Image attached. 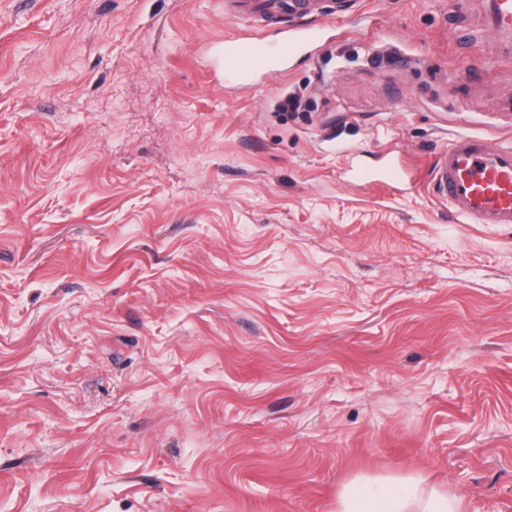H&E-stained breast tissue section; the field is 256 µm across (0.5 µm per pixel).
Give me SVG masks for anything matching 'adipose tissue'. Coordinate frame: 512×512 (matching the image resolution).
Wrapping results in <instances>:
<instances>
[{
    "label": "adipose tissue",
    "mask_w": 512,
    "mask_h": 512,
    "mask_svg": "<svg viewBox=\"0 0 512 512\" xmlns=\"http://www.w3.org/2000/svg\"><path fill=\"white\" fill-rule=\"evenodd\" d=\"M461 499L437 487H426L419 476L397 484L390 480L345 487L338 512H462Z\"/></svg>",
    "instance_id": "adipose-tissue-1"
}]
</instances>
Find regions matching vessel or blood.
Masks as SVG:
<instances>
[{
    "label": "vessel or blood",
    "mask_w": 512,
    "mask_h": 512,
    "mask_svg": "<svg viewBox=\"0 0 512 512\" xmlns=\"http://www.w3.org/2000/svg\"><path fill=\"white\" fill-rule=\"evenodd\" d=\"M481 4L487 30L512 54V0H481ZM228 8L232 16L247 18L261 29L276 26L277 18L286 13L299 18V25L293 28L276 27L289 51L318 48L324 40L322 0H230ZM225 66L270 75L281 72L283 61L262 38L244 32L227 47ZM430 174L432 196L446 202L466 223L512 225L511 141L493 145L476 134L455 135L436 155ZM354 176L388 189L409 183L393 162L376 170L355 168Z\"/></svg>",
    "instance_id": "obj_1"
}]
</instances>
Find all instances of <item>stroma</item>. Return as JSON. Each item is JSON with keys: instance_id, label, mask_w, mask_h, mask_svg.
<instances>
[{"instance_id": "stroma-1", "label": "stroma", "mask_w": 512, "mask_h": 512, "mask_svg": "<svg viewBox=\"0 0 512 512\" xmlns=\"http://www.w3.org/2000/svg\"><path fill=\"white\" fill-rule=\"evenodd\" d=\"M224 73V0H0V512H512V226L428 192L498 118L477 0H325ZM305 108L281 112L283 95ZM394 156L406 192L352 168ZM225 68L243 72L270 75L282 71V58L272 52L264 40L247 31L241 33L226 47ZM399 485L391 480L354 483L345 487L338 512H462L461 499L410 476Z\"/></svg>"}]
</instances>
